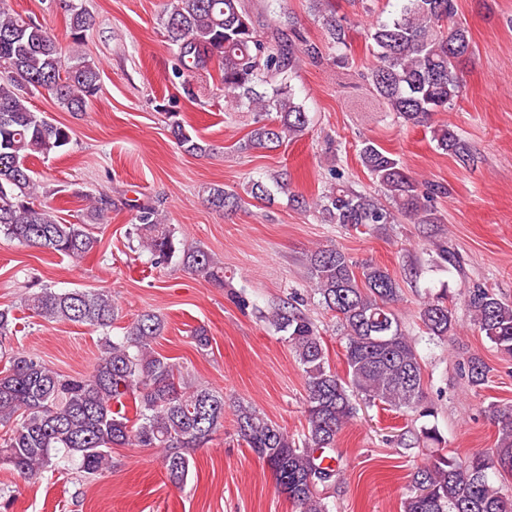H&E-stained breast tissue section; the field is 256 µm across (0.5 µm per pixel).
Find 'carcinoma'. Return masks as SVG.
<instances>
[{"mask_svg":"<svg viewBox=\"0 0 512 512\" xmlns=\"http://www.w3.org/2000/svg\"><path fill=\"white\" fill-rule=\"evenodd\" d=\"M322 39L309 40L285 21L255 19L249 0H167L163 27L177 51L180 74L218 64L224 98L237 111L252 112L254 127L239 149L273 151L301 137L310 116L291 84L303 60L332 55L349 65V28L311 0ZM399 8L367 34L372 62L362 74L374 102L406 126H427L433 114L446 112L463 92V71L473 54L468 29L455 21L456 0H398ZM73 48L63 54L57 38L41 25L0 5V235L41 252L80 260L96 251L93 225L110 201L98 198L79 223H66L47 202L27 166L31 156L49 157L71 143L70 130L29 107L35 93L55 98L69 112L87 111L101 91L97 64L80 50L94 25L83 0H61ZM178 148L206 151L178 119L169 124ZM437 148L464 167L475 164L469 145L448 125L433 128ZM362 166L384 191L385 199L356 190L335 168L313 200L288 193V205L312 213L323 224L377 229L401 219L439 224L432 206L447 193L410 175L403 161L371 139L359 150ZM289 186L288 172L251 180L244 194L212 184L204 188L207 205L233 212L248 196L261 203ZM128 240L150 255L157 267L178 257L192 275L224 287V266L204 248L176 239L158 209L137 205ZM307 274L318 304L333 313L345 341L346 374L330 366L317 325L305 315L301 294L293 292L274 308L268 323L285 336L306 384V428L298 436L255 407H234L238 437L270 469L278 492L299 512H330L318 492L335 480L338 469L327 461L336 436L354 417V399L396 410L419 409L425 419L434 408L423 404V373L416 343L403 329L394 304L399 282L381 266L358 264L339 248H318L307 255ZM24 304L47 323L72 322L106 330L118 319L112 295L103 289L57 290L43 285ZM474 327L497 352L512 357V301L479 286L468 294ZM425 333L439 339L454 334L457 320L448 293L428 298L419 311ZM16 317L0 309V425L9 427L0 443V459L30 481L54 465L60 453L79 459L84 477L109 467L112 449L126 445L164 452L169 480L186 483L188 450L210 442L224 426V394L192 382L183 367L153 348L164 322L153 312L140 314L123 336L101 342L100 356L86 375H65L13 346ZM489 369L479 357L467 362L473 388L486 384ZM497 426L495 448L465 458L448 454L438 427L423 423L411 432L413 444L431 449L427 465L411 477V493L402 512H512V498L494 481L512 475V406L488 408Z\"/></svg>","mask_w":512,"mask_h":512,"instance_id":"1","label":"carcinoma"}]
</instances>
